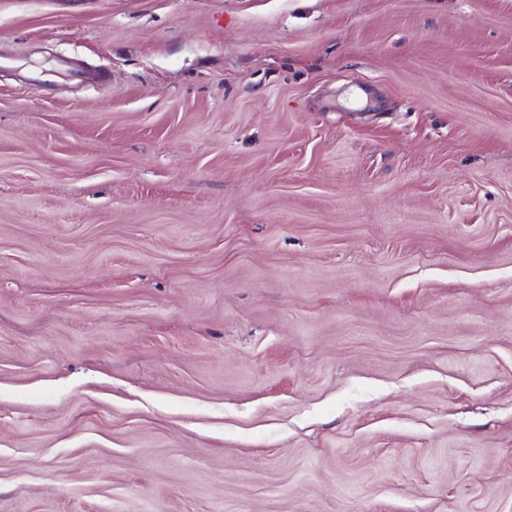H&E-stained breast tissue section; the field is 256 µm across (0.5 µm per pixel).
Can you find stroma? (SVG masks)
Here are the masks:
<instances>
[{"label":"stroma","instance_id":"obj_1","mask_svg":"<svg viewBox=\"0 0 512 512\" xmlns=\"http://www.w3.org/2000/svg\"><path fill=\"white\" fill-rule=\"evenodd\" d=\"M0 512H512V0H0Z\"/></svg>","mask_w":512,"mask_h":512}]
</instances>
